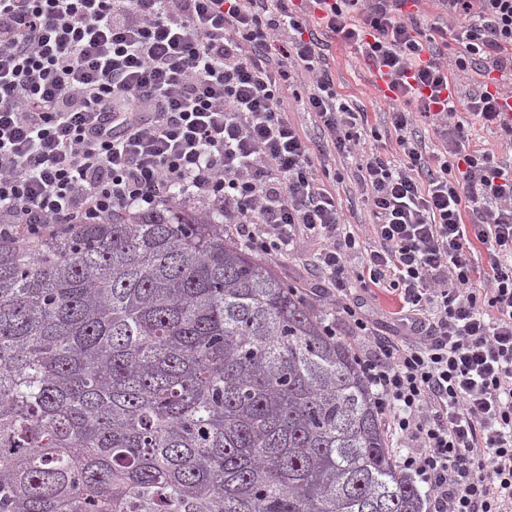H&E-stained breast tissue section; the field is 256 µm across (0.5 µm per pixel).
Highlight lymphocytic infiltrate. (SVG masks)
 <instances>
[{
    "mask_svg": "<svg viewBox=\"0 0 512 512\" xmlns=\"http://www.w3.org/2000/svg\"><path fill=\"white\" fill-rule=\"evenodd\" d=\"M407 2L0 0V238L150 210L180 188L222 206L251 251L316 242L323 296L431 512H512V164L466 149L448 80L452 66L500 73L467 110L512 143V0H439L466 21L452 59ZM324 32L386 78L399 162L364 150L368 114L339 97ZM292 101L319 141L289 121ZM333 154L355 159L372 245L317 175ZM376 288L399 300L396 333L363 308Z\"/></svg>",
    "mask_w": 512,
    "mask_h": 512,
    "instance_id": "obj_1",
    "label": "lymphocytic infiltrate"
}]
</instances>
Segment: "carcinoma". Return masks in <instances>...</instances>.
Returning a JSON list of instances; mask_svg holds the SVG:
<instances>
[{
    "label": "carcinoma",
    "instance_id": "cac0c4a2",
    "mask_svg": "<svg viewBox=\"0 0 512 512\" xmlns=\"http://www.w3.org/2000/svg\"><path fill=\"white\" fill-rule=\"evenodd\" d=\"M327 320L177 196L0 240V512H422Z\"/></svg>",
    "mask_w": 512,
    "mask_h": 512
}]
</instances>
